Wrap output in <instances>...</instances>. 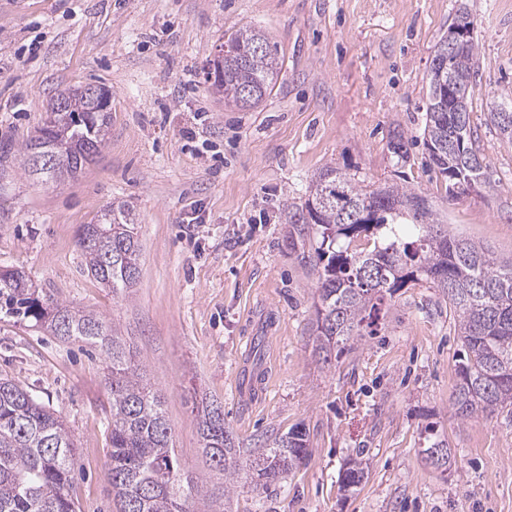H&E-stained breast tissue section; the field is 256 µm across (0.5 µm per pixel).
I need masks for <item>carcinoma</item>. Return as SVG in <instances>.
Here are the masks:
<instances>
[{"label":"carcinoma","instance_id":"1","mask_svg":"<svg viewBox=\"0 0 512 512\" xmlns=\"http://www.w3.org/2000/svg\"><path fill=\"white\" fill-rule=\"evenodd\" d=\"M252 41L267 52L248 61L225 56L224 103L247 90L258 106L274 90L281 71L277 45L268 33L246 25L224 34V45ZM478 47L474 37L451 49L448 37L436 45L432 61L446 64L448 86L470 92ZM68 99L34 136L17 148L24 172L45 182L74 177L104 146L110 112L91 111V101L67 88L52 99ZM423 144L445 193L473 181L492 188L489 165L475 147L470 111L455 112L449 101L427 97ZM61 139L67 145L56 174L31 164L38 148ZM392 153L409 158L405 135H390ZM289 220L312 232L316 288L313 333L324 362L353 337L373 334V314L386 297L410 283L441 291L457 313V332L465 349L456 368L452 410L460 419L512 407V257H495L470 239L440 224L426 196L399 184L373 188L349 172L329 165L311 180L307 200L287 205ZM374 210L373 222L360 213ZM137 217L126 203L112 204L96 223L85 224L77 244L87 272L114 294H125L140 277L141 244ZM364 235L371 244L351 248ZM0 312L33 322L62 341L97 344L108 362L112 398V453L107 478L120 512H195L199 485L183 478L171 447V427L161 394L143 384L131 364L126 343L106 317L77 309L28 285L24 272L0 269ZM201 446L212 466L224 472V493L267 488L283 480L307 457L306 430L296 427L262 445L257 457L235 448L224 412L214 403L196 406ZM74 444L59 413L47 408L18 383L0 379V512H75L68 493Z\"/></svg>","mask_w":512,"mask_h":512}]
</instances>
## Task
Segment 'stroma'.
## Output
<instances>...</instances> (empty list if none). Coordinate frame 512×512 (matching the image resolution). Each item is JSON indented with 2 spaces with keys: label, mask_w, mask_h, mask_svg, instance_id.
<instances>
[{
  "label": "stroma",
  "mask_w": 512,
  "mask_h": 512,
  "mask_svg": "<svg viewBox=\"0 0 512 512\" xmlns=\"http://www.w3.org/2000/svg\"><path fill=\"white\" fill-rule=\"evenodd\" d=\"M479 39L471 125L492 191L448 199L423 145L433 51L459 7ZM263 29L278 46L277 84L257 108L216 100L202 70L226 30ZM112 92L108 140L78 177L44 183L18 153L0 157V267L40 294L106 316L164 397L196 512H512V411L457 418L462 343L438 289L385 302L373 333L323 363L312 336L311 233L284 207L327 165L427 196L450 233L512 255V140L488 118L512 95V0H0V143L20 145L54 90ZM412 145L407 162L392 130ZM135 211L141 274L114 295L85 269L77 233L107 206ZM107 364L0 314V378L60 413L74 442L77 512H118ZM207 397L243 454L293 426L309 454L267 491L224 492L193 402ZM445 441L448 471L424 454ZM359 485L342 489L349 463Z\"/></svg>",
  "instance_id": "stroma-1"
}]
</instances>
